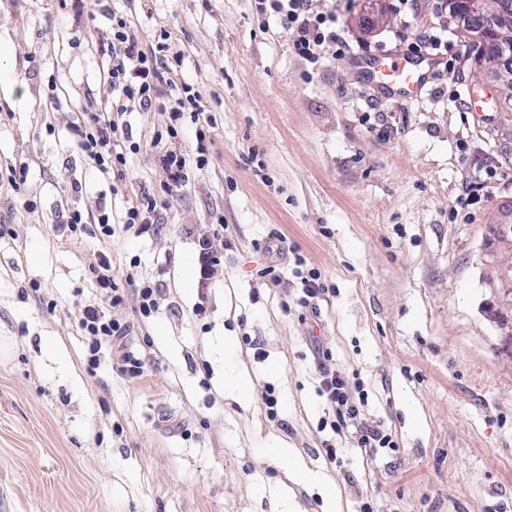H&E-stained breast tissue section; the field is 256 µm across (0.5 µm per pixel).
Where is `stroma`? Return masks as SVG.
Listing matches in <instances>:
<instances>
[{
	"label": "stroma",
	"instance_id": "1",
	"mask_svg": "<svg viewBox=\"0 0 512 512\" xmlns=\"http://www.w3.org/2000/svg\"><path fill=\"white\" fill-rule=\"evenodd\" d=\"M411 4L312 0L351 45L313 65L254 0H114L144 48L169 33L170 80L198 88L212 118L207 165L169 191L152 146L167 113L125 114L141 150L123 182L75 147L78 112L109 100V20L0 0V512H324L294 463L335 487V512H512V92L472 61L408 103L365 83L370 54L439 31L463 44L442 0ZM141 195L156 202L143 233L64 229L70 211L117 216ZM100 252L120 293L150 283L160 298L149 318L130 301L110 309L126 334L92 374L78 320L105 304ZM299 257L326 288L313 311L298 303ZM228 336L244 402L224 393ZM318 343L395 450L364 454L332 430ZM130 352L146 362L135 380L121 372Z\"/></svg>",
	"mask_w": 512,
	"mask_h": 512
}]
</instances>
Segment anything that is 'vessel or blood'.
I'll return each mask as SVG.
<instances>
[{"instance_id": "1", "label": "vessel or blood", "mask_w": 512, "mask_h": 512, "mask_svg": "<svg viewBox=\"0 0 512 512\" xmlns=\"http://www.w3.org/2000/svg\"><path fill=\"white\" fill-rule=\"evenodd\" d=\"M439 62L428 54L382 53L360 67L363 78L398 100L416 97L438 70Z\"/></svg>"}]
</instances>
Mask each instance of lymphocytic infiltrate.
I'll use <instances>...</instances> for the list:
<instances>
[{
  "instance_id": "f902f5d3",
  "label": "lymphocytic infiltrate",
  "mask_w": 512,
  "mask_h": 512,
  "mask_svg": "<svg viewBox=\"0 0 512 512\" xmlns=\"http://www.w3.org/2000/svg\"><path fill=\"white\" fill-rule=\"evenodd\" d=\"M257 11L272 17L284 26L296 28L298 37L293 43L295 53L317 63L324 44L337 40L336 18L332 15L313 16L309 13L310 0H256ZM99 12L108 13L111 21L110 37L103 45V74L111 89L112 100L107 107L81 113L74 131L82 154L101 173L122 181L127 177L128 155L140 152V143L131 141L127 125L120 116L134 110L143 112L157 108L167 112L169 123L165 131L157 132L154 144L164 138H177L187 124L196 126V154L189 157L172 149H162L157 165L164 177L165 187H181L189 180L190 169H203L208 162V140L205 129L210 124L200 91L190 85L178 86L166 79L158 56L145 52L128 17L108 12L99 5ZM80 326L91 339L89 369H97L98 353L103 343L121 335L119 324L107 312L85 307ZM319 392L333 410L338 428L353 427L359 449L377 450L392 447L393 441L381 425L364 423L361 408L364 396L354 395L346 377L318 359Z\"/></svg>"
}]
</instances>
